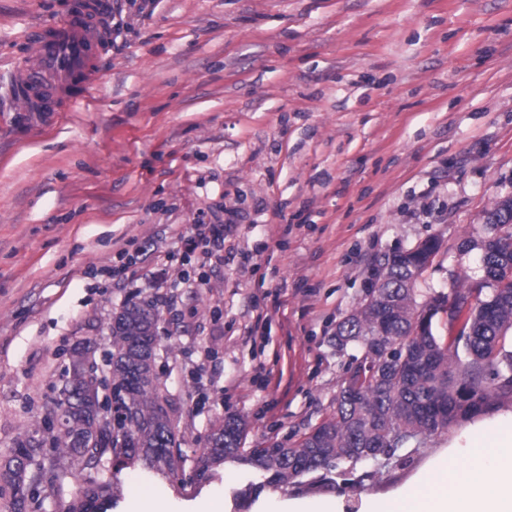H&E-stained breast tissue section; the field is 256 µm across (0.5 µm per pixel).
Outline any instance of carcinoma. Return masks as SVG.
Returning a JSON list of instances; mask_svg holds the SVG:
<instances>
[{"label": "carcinoma", "instance_id": "cac0c4a2", "mask_svg": "<svg viewBox=\"0 0 512 512\" xmlns=\"http://www.w3.org/2000/svg\"><path fill=\"white\" fill-rule=\"evenodd\" d=\"M512 228V223L507 225ZM488 220L477 247L483 277L476 297L454 335L437 331L439 316L423 314L445 293H419V279L397 252L374 272L376 288L336 323L333 340L342 350H364L347 370L330 413L300 443L252 448L242 454L246 423L217 420L205 436L198 479L227 460H239L268 474L267 484L283 488L318 472L328 475L357 463L391 459L413 444L512 396V231ZM159 312L148 301L129 300L112 312V354L106 374L94 381L95 352L76 345L56 407L65 415L48 421L52 453L34 437L16 440L14 456L0 469V493L10 489L20 503L39 497L46 474L64 483L112 456V469L138 466L176 479L183 456L179 424L169 413L166 388L156 371L155 330ZM111 386V398L101 390ZM36 469H30L31 462ZM103 476L82 491L66 512H89V505L114 494Z\"/></svg>", "mask_w": 512, "mask_h": 512}]
</instances>
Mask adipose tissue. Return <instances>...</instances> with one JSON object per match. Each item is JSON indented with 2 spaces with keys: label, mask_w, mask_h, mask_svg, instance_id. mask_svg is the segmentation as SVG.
<instances>
[{
  "label": "adipose tissue",
  "mask_w": 512,
  "mask_h": 512,
  "mask_svg": "<svg viewBox=\"0 0 512 512\" xmlns=\"http://www.w3.org/2000/svg\"><path fill=\"white\" fill-rule=\"evenodd\" d=\"M422 482L366 498L363 512H512V414L482 412Z\"/></svg>",
  "instance_id": "1"
}]
</instances>
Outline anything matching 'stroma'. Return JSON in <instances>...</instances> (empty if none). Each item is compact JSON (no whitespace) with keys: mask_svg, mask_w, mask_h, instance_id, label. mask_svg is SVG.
Masks as SVG:
<instances>
[{"mask_svg":"<svg viewBox=\"0 0 512 512\" xmlns=\"http://www.w3.org/2000/svg\"><path fill=\"white\" fill-rule=\"evenodd\" d=\"M114 3L100 84L45 117L15 96L16 59L67 0H0V464L54 411L71 347L111 351L112 312L135 298L160 311L156 370L186 462L176 482L121 469L111 512L142 485L168 512L216 497L223 512L305 498L361 512L419 481L460 424L405 460L285 489L230 461L196 480L197 438L230 416L249 448L311 432L361 355L337 351L336 324L384 255L437 238L420 291L476 288L480 254L461 244L512 196V0ZM228 209L243 218L209 259L196 227ZM279 292L282 313L266 316ZM111 469L41 486V512Z\"/></svg>","mask_w":512,"mask_h":512,"instance_id":"35a3bbf8","label":"stroma"}]
</instances>
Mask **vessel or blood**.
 <instances>
[{
	"label": "vessel or blood",
	"instance_id": "vessel-or-blood-1",
	"mask_svg": "<svg viewBox=\"0 0 512 512\" xmlns=\"http://www.w3.org/2000/svg\"><path fill=\"white\" fill-rule=\"evenodd\" d=\"M107 15L106 0H69L62 20L31 32L30 50L15 69V81L29 88L28 103L35 111H71L97 83Z\"/></svg>",
	"mask_w": 512,
	"mask_h": 512
}]
</instances>
